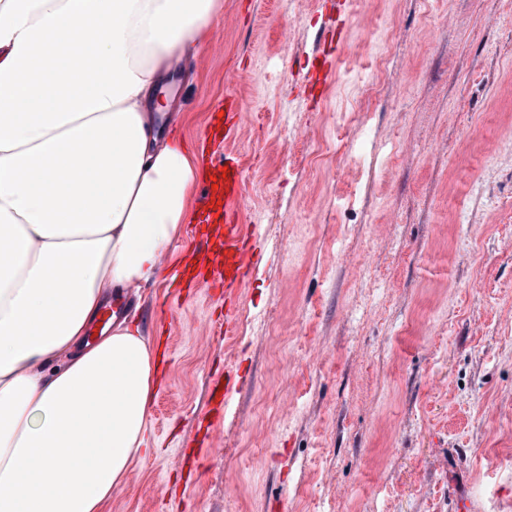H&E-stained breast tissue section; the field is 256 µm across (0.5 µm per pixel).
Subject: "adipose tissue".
<instances>
[{"mask_svg": "<svg viewBox=\"0 0 512 512\" xmlns=\"http://www.w3.org/2000/svg\"><path fill=\"white\" fill-rule=\"evenodd\" d=\"M216 0H0V512H108L159 380L106 295L163 271L200 179L151 109Z\"/></svg>", "mask_w": 512, "mask_h": 512, "instance_id": "1", "label": "adipose tissue"}]
</instances>
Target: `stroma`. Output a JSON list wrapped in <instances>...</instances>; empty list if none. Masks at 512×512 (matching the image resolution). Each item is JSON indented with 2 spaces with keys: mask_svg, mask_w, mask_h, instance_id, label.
Listing matches in <instances>:
<instances>
[{
  "mask_svg": "<svg viewBox=\"0 0 512 512\" xmlns=\"http://www.w3.org/2000/svg\"><path fill=\"white\" fill-rule=\"evenodd\" d=\"M218 23L168 132L198 149L236 73L265 253L229 341L190 326L223 297L130 295L168 361L110 512H512V0H221ZM228 365L246 388L198 419Z\"/></svg>",
  "mask_w": 512,
  "mask_h": 512,
  "instance_id": "obj_1",
  "label": "stroma"
}]
</instances>
